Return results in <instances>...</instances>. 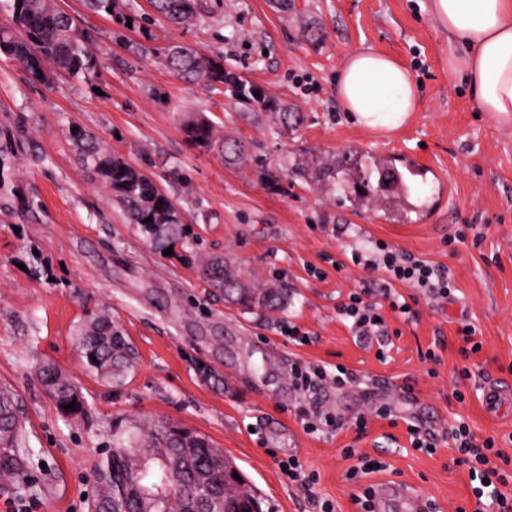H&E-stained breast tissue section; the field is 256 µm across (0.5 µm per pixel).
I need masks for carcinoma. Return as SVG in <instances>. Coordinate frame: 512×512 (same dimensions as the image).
I'll return each mask as SVG.
<instances>
[{
    "instance_id": "obj_1",
    "label": "carcinoma",
    "mask_w": 512,
    "mask_h": 512,
    "mask_svg": "<svg viewBox=\"0 0 512 512\" xmlns=\"http://www.w3.org/2000/svg\"><path fill=\"white\" fill-rule=\"evenodd\" d=\"M122 0H84L92 12L103 13L124 27L137 19L123 13ZM159 18L184 25L205 16L203 0H149ZM91 34L74 18L58 10L53 0H0V55L15 62L28 80L52 84L54 75L64 73L90 87L97 85L101 61L90 50ZM142 54H154L175 77L202 84L233 99L270 108V99L257 86L224 66L219 55L209 56L194 47L172 43L160 49L139 47ZM260 97H255L254 93ZM68 125L66 141L74 149L81 167L112 193L126 223L155 250L173 248V256L196 266L199 278L210 293L244 310H277L288 303V288L273 283L258 288L241 277L221 254L198 259L193 233L188 231L186 211L156 179L123 157L104 148L97 136L80 125ZM183 134L193 145L218 150L229 161L241 158L239 146L217 138L212 123L203 116L187 119ZM28 149L25 121L0 124V214L18 217L30 224L40 221L41 201L30 194L13 172L17 158ZM152 221H146V218ZM77 340L87 372L104 385L121 386L134 375L138 364L128 358L130 339L114 325L110 313L98 309L87 315L77 329ZM34 371L45 393L66 416L85 417L89 405L75 382L55 364L41 362ZM72 409H65L70 403ZM23 422L16 395L0 389V480L18 481L26 469L22 451ZM182 458L180 472L167 468L166 460ZM235 470L224 452L196 432L181 442L174 426L158 421L149 426L139 422L119 425L112 432V453L97 471V500L108 502L112 512H139L137 499L126 494L129 483L159 487L168 494L165 512H180L186 504L183 488L207 491L224 512V481Z\"/></svg>"
}]
</instances>
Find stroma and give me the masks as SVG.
<instances>
[{"label":"stroma","instance_id":"obj_1","mask_svg":"<svg viewBox=\"0 0 512 512\" xmlns=\"http://www.w3.org/2000/svg\"><path fill=\"white\" fill-rule=\"evenodd\" d=\"M206 2L209 16L199 23H151L153 47L178 42L223 56L279 107L299 113L298 126L277 132L258 105L186 84L154 56H135L142 36L112 40L118 24L84 0L56 3L95 34L99 91L64 77L50 88L29 83L0 57V121L24 117L30 133L15 174L44 205L39 223L0 222V388L17 397L28 453L22 482L0 487V512H15L24 499L38 512H89L112 429L132 420L170 421L208 437L257 489L263 512H312L278 467L291 456L317 472L315 491L336 512H356L349 448L385 463L369 482L408 487L440 512H474L468 470L454 464L445 432L452 419L464 420L512 458V415L487 409L483 385L512 387V124L480 112L462 77L449 76L451 45L428 0ZM359 49L397 59L420 84L419 106L399 131L363 130L336 97L345 57ZM189 113L239 142L241 164L189 145L181 127ZM71 121L178 199L203 253L222 254L256 286L288 283L287 305L248 312L224 303L194 267L144 243L78 164L65 139ZM367 156L402 173L408 207L394 192L376 202L338 200L325 169L355 180ZM470 224L483 235L480 245L457 240ZM379 241L450 267L455 280L448 300L414 304L413 320L385 311L393 336L383 346L353 336L336 311L377 280L348 259ZM101 307L140 356L120 387L86 372L74 336ZM463 322L481 344L467 359L459 353ZM290 326L313 333V342L289 341ZM40 360L82 386L87 418L58 413L34 376ZM298 360L344 366L356 380L312 394L290 377ZM465 368L472 378L461 379ZM396 385L408 396L394 398ZM319 405L335 413L341 432L304 430L300 409ZM381 405L398 425L376 418ZM410 421L435 434V453L413 448Z\"/></svg>","mask_w":512,"mask_h":512}]
</instances>
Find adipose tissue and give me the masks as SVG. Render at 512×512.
<instances>
[{
	"mask_svg": "<svg viewBox=\"0 0 512 512\" xmlns=\"http://www.w3.org/2000/svg\"><path fill=\"white\" fill-rule=\"evenodd\" d=\"M429 10L456 49L449 75H463L480 111L496 122L512 120V0H429ZM336 95L352 120L372 131L403 126L419 102L414 77L391 57L350 52Z\"/></svg>",
	"mask_w": 512,
	"mask_h": 512,
	"instance_id": "1",
	"label": "adipose tissue"
}]
</instances>
